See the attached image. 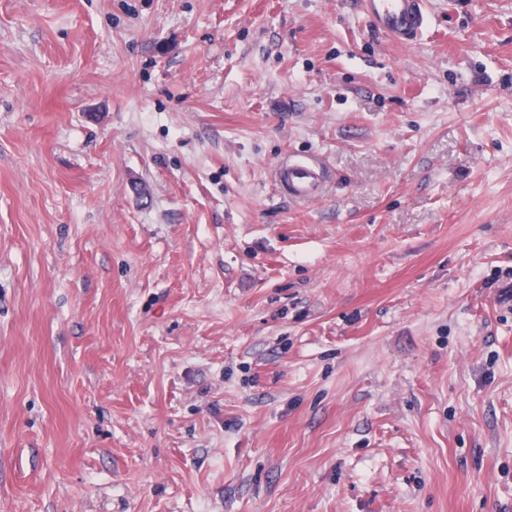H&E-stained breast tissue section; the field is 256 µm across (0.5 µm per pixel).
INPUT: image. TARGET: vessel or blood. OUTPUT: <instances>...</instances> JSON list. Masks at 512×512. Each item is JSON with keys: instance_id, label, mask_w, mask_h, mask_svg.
I'll list each match as a JSON object with an SVG mask.
<instances>
[{"instance_id": "1", "label": "vessel or blood", "mask_w": 512, "mask_h": 512, "mask_svg": "<svg viewBox=\"0 0 512 512\" xmlns=\"http://www.w3.org/2000/svg\"><path fill=\"white\" fill-rule=\"evenodd\" d=\"M361 8L373 28L395 41L415 45L426 24L424 0H362ZM281 171L292 197L308 200L320 193V169L317 160L291 158Z\"/></svg>"}]
</instances>
